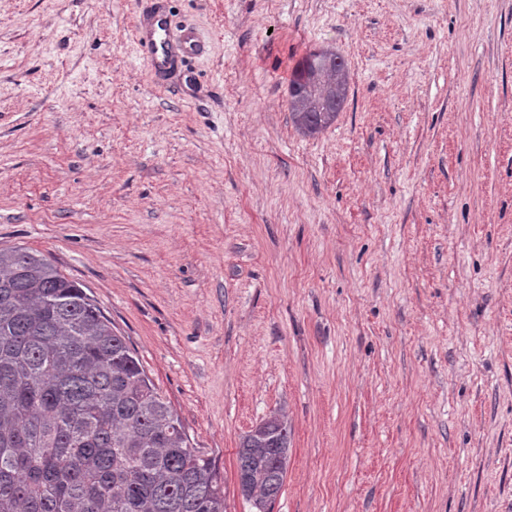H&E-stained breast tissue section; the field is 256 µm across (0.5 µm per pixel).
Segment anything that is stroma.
I'll list each match as a JSON object with an SVG mask.
<instances>
[{"label": "stroma", "instance_id": "35a3bbf8", "mask_svg": "<svg viewBox=\"0 0 512 512\" xmlns=\"http://www.w3.org/2000/svg\"><path fill=\"white\" fill-rule=\"evenodd\" d=\"M139 0H0V248L98 302L253 512H512V0H169L209 41L158 84ZM343 57L307 137L288 79ZM330 48L307 52L294 66L289 79L297 91L288 94V107L296 129L315 136L335 121L347 100L349 71ZM256 431L245 434L237 452L238 490L256 509L269 512L284 486L288 468L291 424L283 409L263 418ZM243 483V486H242Z\"/></svg>", "mask_w": 512, "mask_h": 512}]
</instances>
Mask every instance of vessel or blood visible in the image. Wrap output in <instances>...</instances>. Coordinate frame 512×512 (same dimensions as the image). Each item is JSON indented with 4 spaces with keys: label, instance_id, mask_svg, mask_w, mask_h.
I'll return each mask as SVG.
<instances>
[{
    "label": "vessel or blood",
    "instance_id": "b4317fda",
    "mask_svg": "<svg viewBox=\"0 0 512 512\" xmlns=\"http://www.w3.org/2000/svg\"><path fill=\"white\" fill-rule=\"evenodd\" d=\"M134 40L155 75L165 76L205 51L203 42L190 29L172 35L161 0H146L134 27Z\"/></svg>",
    "mask_w": 512,
    "mask_h": 512
}]
</instances>
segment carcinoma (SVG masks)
Segmentation results:
<instances>
[{"label": "carcinoma", "mask_w": 512, "mask_h": 512, "mask_svg": "<svg viewBox=\"0 0 512 512\" xmlns=\"http://www.w3.org/2000/svg\"><path fill=\"white\" fill-rule=\"evenodd\" d=\"M291 120L335 121L349 71L330 48L294 66ZM291 424L277 409L237 452L242 497L270 512ZM0 512H224L215 459L185 427L97 302L44 255L0 249Z\"/></svg>", "instance_id": "1"}]
</instances>
